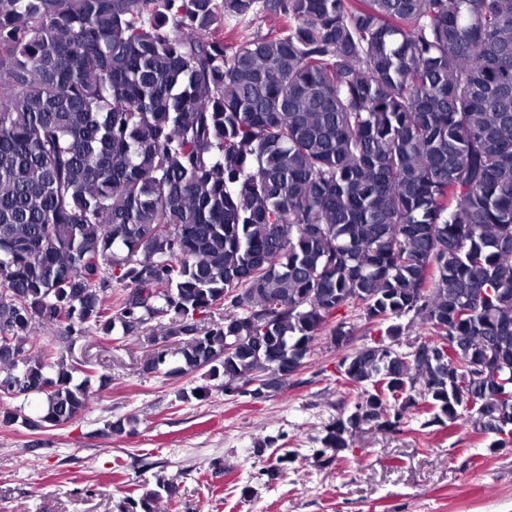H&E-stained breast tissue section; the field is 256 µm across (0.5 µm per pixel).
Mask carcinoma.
I'll list each match as a JSON object with an SVG mask.
<instances>
[{"label":"carcinoma","instance_id":"cac0c4a2","mask_svg":"<svg viewBox=\"0 0 512 512\" xmlns=\"http://www.w3.org/2000/svg\"><path fill=\"white\" fill-rule=\"evenodd\" d=\"M349 305L456 345L345 355L325 463L412 411L512 447V0H0V423L87 409L76 334L167 317L144 371L236 397Z\"/></svg>","mask_w":512,"mask_h":512}]
</instances>
